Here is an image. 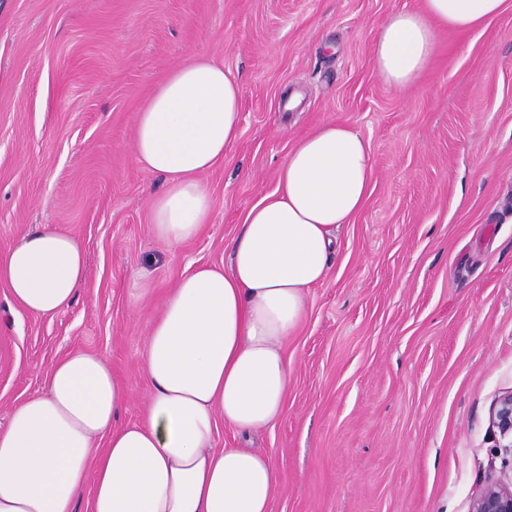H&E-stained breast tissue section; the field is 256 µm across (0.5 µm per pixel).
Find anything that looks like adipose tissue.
Segmentation results:
<instances>
[{"instance_id":"adipose-tissue-1","label":"adipose tissue","mask_w":512,"mask_h":512,"mask_svg":"<svg viewBox=\"0 0 512 512\" xmlns=\"http://www.w3.org/2000/svg\"><path fill=\"white\" fill-rule=\"evenodd\" d=\"M506 0H424L389 16L374 62L396 88L429 65L436 31H470ZM241 89L198 56L172 69L136 114L133 156L162 175L149 230L173 249L196 237L214 206L203 177L237 140ZM373 181L368 141L327 122L300 138L276 189L247 211L229 269L199 266L166 296L139 353L147 385L137 424L115 427L129 394L103 355L55 363L43 388L0 427V512H271V455L214 445L218 425L243 437L283 417L292 372L284 344L303 322L308 291L328 275L337 230L362 209ZM86 277L79 240L51 226L0 255V281L27 312L51 317Z\"/></svg>"}]
</instances>
